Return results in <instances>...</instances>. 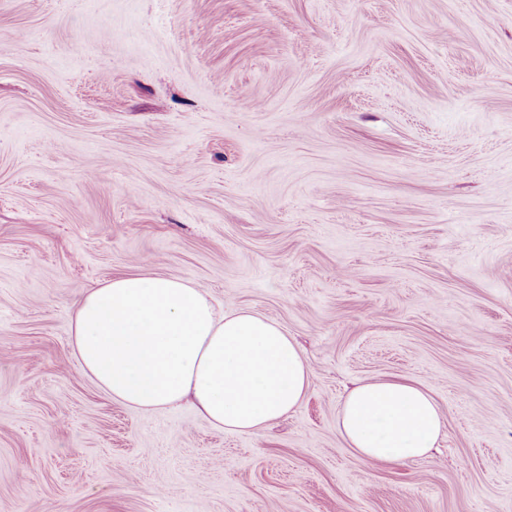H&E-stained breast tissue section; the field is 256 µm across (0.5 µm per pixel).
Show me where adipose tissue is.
Segmentation results:
<instances>
[{
  "instance_id": "obj_1",
  "label": "adipose tissue",
  "mask_w": 512,
  "mask_h": 512,
  "mask_svg": "<svg viewBox=\"0 0 512 512\" xmlns=\"http://www.w3.org/2000/svg\"><path fill=\"white\" fill-rule=\"evenodd\" d=\"M72 345L83 373L113 400L147 413L186 404L238 434L287 418L313 375L276 320L217 310L196 282L162 275L115 277L86 292ZM442 420L426 387L368 381L347 395L336 430L369 462H408L437 447Z\"/></svg>"
}]
</instances>
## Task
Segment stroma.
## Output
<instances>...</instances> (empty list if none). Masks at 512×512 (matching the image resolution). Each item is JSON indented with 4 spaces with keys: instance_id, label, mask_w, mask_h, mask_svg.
<instances>
[{
    "instance_id": "obj_1",
    "label": "stroma",
    "mask_w": 512,
    "mask_h": 512,
    "mask_svg": "<svg viewBox=\"0 0 512 512\" xmlns=\"http://www.w3.org/2000/svg\"><path fill=\"white\" fill-rule=\"evenodd\" d=\"M192 280L313 370L253 434L86 377L81 296ZM427 386L430 457L336 431ZM512 512V0H0V512ZM442 410L411 381H368L353 388L336 418L343 440L370 463L408 462L439 444Z\"/></svg>"
}]
</instances>
